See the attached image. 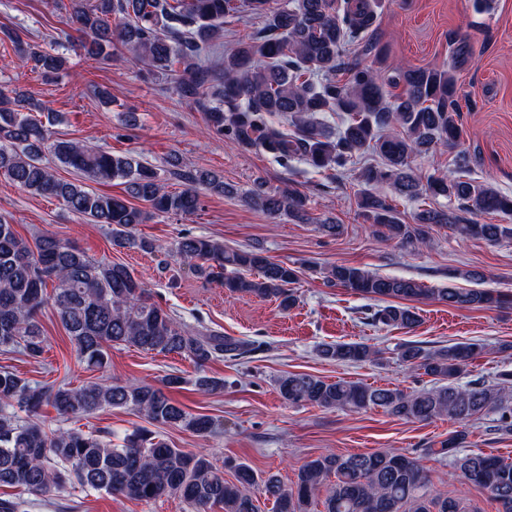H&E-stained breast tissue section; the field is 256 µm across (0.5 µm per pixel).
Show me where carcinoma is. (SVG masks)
I'll return each instance as SVG.
<instances>
[{"label":"carcinoma","instance_id":"cac0c4a2","mask_svg":"<svg viewBox=\"0 0 512 512\" xmlns=\"http://www.w3.org/2000/svg\"><path fill=\"white\" fill-rule=\"evenodd\" d=\"M380 4L288 0L287 6L274 9L269 0H71L70 19L84 35L79 47L86 56L103 58L121 45L147 74L173 73L177 94L203 107L209 127L238 147L260 148L281 159L297 157L317 169L334 171L368 152L380 157L382 164L358 171V181L366 186L359 208L367 223L401 247L425 244L435 227L488 242L512 238V224L476 220L487 213L512 215V196L460 176L431 175L424 186L413 176V159L432 154L439 144L456 150V167L470 163L459 123L457 79L449 67L381 70L347 58L344 47L353 41L363 43L364 53L379 54L378 45L367 36L376 27ZM240 13L263 18L265 28L222 50L217 64L202 60V47L219 38L224 18ZM117 16L123 21L114 25ZM3 37L30 70L47 76L63 69V55L25 42L12 31L3 32ZM176 64L182 70H175ZM38 110L32 98L0 89V172L32 195L56 198L90 222L107 225L116 247L147 252L162 248L158 241L138 236L137 227L159 214H195L203 190L227 191L214 173L182 171L176 159L169 174L182 179L184 188L168 191L157 171L130 154L51 138L45 124L32 115ZM272 112L288 116L296 132L290 135L269 125L264 114ZM322 112L348 116L337 136L325 131L318 119ZM55 164L74 170L80 179L58 178ZM111 181L125 184L127 194L145 206L86 187L88 182ZM383 183L408 198L421 193L445 198L451 207L422 210L414 223L406 224L387 198L371 190ZM246 198L273 219L286 215L305 220L307 198L293 188L270 191L258 181ZM461 211L471 218H462ZM171 251L231 293L274 299L284 311L296 305L297 270L258 249L182 236ZM323 274L327 282L370 299L397 300L370 310L366 319L403 329L419 322L415 308L402 304L404 300L433 299L475 309L501 303L489 290L427 288L414 279L345 264L331 265ZM49 302L78 357L91 369L109 366L112 346L131 344L146 352L189 358L198 369L194 386L213 391L224 382L206 375V365L226 354L250 351V344L239 339L187 332L151 301L127 266L91 259L49 235L30 242L0 216V350L41 357L49 340L40 314ZM482 350L475 342L433 352L405 345L401 361L433 377V387L419 392L290 372L277 379V390L284 402L296 406L349 411L380 407L400 419L421 422L448 417L460 430L428 454L453 458L464 484L486 492L498 512H512V462L480 451L457 455L469 422L483 415H496L497 430L512 433V393L507 392L511 371L501 373L494 384L457 383L468 360ZM318 353L336 363L374 361L378 356V350L363 342L323 343ZM44 406L65 419L130 408L151 423L199 435L216 428L213 418L186 411L149 383L33 385L0 369V487L36 496L104 491L145 503L177 496L192 512H211L216 505L224 512H257L256 491L273 500L274 512H312L320 491L322 512H468L459 496L428 495L429 472L416 456L387 450L321 454L302 465L290 487L277 474L258 476L244 462L227 460L220 470L208 455L175 448L146 428L126 434L118 446L80 429L47 430L39 420ZM226 470L232 478H224Z\"/></svg>","mask_w":512,"mask_h":512}]
</instances>
